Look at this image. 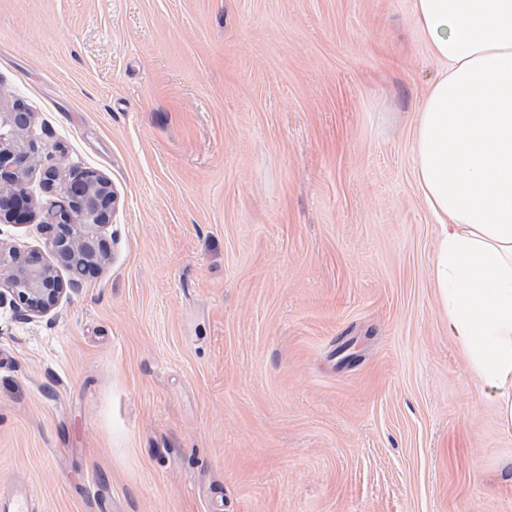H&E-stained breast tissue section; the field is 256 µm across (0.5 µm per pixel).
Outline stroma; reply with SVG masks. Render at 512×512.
<instances>
[{"label": "stroma", "instance_id": "1", "mask_svg": "<svg viewBox=\"0 0 512 512\" xmlns=\"http://www.w3.org/2000/svg\"><path fill=\"white\" fill-rule=\"evenodd\" d=\"M412 0H0V104L117 193L109 259L0 309V491L41 512H512L431 280ZM32 174L21 252L52 197ZM3 512H38V500L27 484L17 483L6 495L0 496Z\"/></svg>", "mask_w": 512, "mask_h": 512}]
</instances>
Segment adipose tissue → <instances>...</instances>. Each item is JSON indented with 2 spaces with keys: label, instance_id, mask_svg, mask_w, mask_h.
I'll return each mask as SVG.
<instances>
[{
  "label": "adipose tissue",
  "instance_id": "adipose-tissue-1",
  "mask_svg": "<svg viewBox=\"0 0 512 512\" xmlns=\"http://www.w3.org/2000/svg\"><path fill=\"white\" fill-rule=\"evenodd\" d=\"M441 70L416 115L419 194L440 233L448 332L512 432V0H412Z\"/></svg>",
  "mask_w": 512,
  "mask_h": 512
}]
</instances>
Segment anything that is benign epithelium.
Listing matches in <instances>:
<instances>
[{
	"instance_id": "benign-epithelium-1",
	"label": "benign epithelium",
	"mask_w": 512,
	"mask_h": 512,
	"mask_svg": "<svg viewBox=\"0 0 512 512\" xmlns=\"http://www.w3.org/2000/svg\"><path fill=\"white\" fill-rule=\"evenodd\" d=\"M0 108V200L13 223L24 221L29 207L25 180L39 163L38 147L28 139V128L15 123L14 108ZM44 188L57 196L41 223L45 244L55 258L39 252L21 254L0 239V308L30 319L53 310L61 298L80 287L85 275L97 273L109 246L101 229L112 223L116 194L110 180L94 170L61 173L56 167L41 174ZM69 271L64 278L60 268Z\"/></svg>"
}]
</instances>
